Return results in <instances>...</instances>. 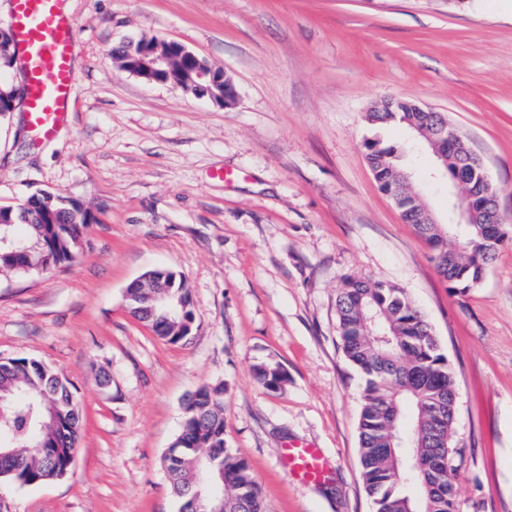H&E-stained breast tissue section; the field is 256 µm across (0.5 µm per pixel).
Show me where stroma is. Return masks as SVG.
Wrapping results in <instances>:
<instances>
[{
	"label": "stroma",
	"mask_w": 512,
	"mask_h": 512,
	"mask_svg": "<svg viewBox=\"0 0 512 512\" xmlns=\"http://www.w3.org/2000/svg\"><path fill=\"white\" fill-rule=\"evenodd\" d=\"M71 124L34 144L22 109L0 123V205L38 189L91 209L72 263L0 274V358L41 359L74 384L79 450L65 477L0 481L10 512H179L162 458L184 403L224 385V442L265 512H373L360 470L363 377L343 355L345 278L402 288L457 389L456 512H512V243L452 291L381 191L365 144L402 148L438 223L453 208L431 154L367 112L400 98L443 113L498 188L512 235V0H68ZM156 37L224 69L221 106L121 72L112 53ZM166 268L194 322L170 343L134 319L128 285ZM279 365L277 388L255 368ZM321 448V484L292 478L291 443Z\"/></svg>",
	"instance_id": "1"
}]
</instances>
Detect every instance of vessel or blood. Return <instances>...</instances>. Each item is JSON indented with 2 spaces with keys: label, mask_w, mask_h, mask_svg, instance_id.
<instances>
[{
  "label": "vessel or blood",
  "mask_w": 512,
  "mask_h": 512,
  "mask_svg": "<svg viewBox=\"0 0 512 512\" xmlns=\"http://www.w3.org/2000/svg\"><path fill=\"white\" fill-rule=\"evenodd\" d=\"M64 4L65 0H10L7 20L26 76V126L37 144L53 139L71 117L67 105L75 82V22ZM283 461L289 474L306 484L321 482L327 473L325 456L311 444L288 445Z\"/></svg>",
  "instance_id": "b4317fda"
}]
</instances>
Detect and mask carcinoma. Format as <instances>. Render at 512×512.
I'll list each match as a JSON object with an SVG mask.
<instances>
[{
    "mask_svg": "<svg viewBox=\"0 0 512 512\" xmlns=\"http://www.w3.org/2000/svg\"><path fill=\"white\" fill-rule=\"evenodd\" d=\"M14 36L0 28V73L13 63ZM16 90L0 79V120L13 111ZM366 114L372 125L399 123L410 127L415 140L434 146L448 160V172L461 170V199L479 193L468 174L473 153L464 139L428 143L448 121L440 112L395 102ZM368 160L383 192L398 199L403 217L427 242L438 272L450 288L477 287L500 250L509 241L504 224L490 223V208L479 204L468 224H426L420 195L409 186V174L399 163L401 150L379 139L366 143ZM13 224L0 227V272L23 274L73 261L85 244L92 213L79 201L40 190L17 205L0 206ZM27 226L19 238L14 226ZM167 300L192 305L185 280L178 287L156 288ZM128 307L148 319L143 289H127ZM338 335L345 358L366 376L358 421L360 464L374 512H455L457 485L452 457L456 383L448 359L431 326L407 293L382 281L348 277L336 297ZM256 375L277 384L283 373L275 365H260ZM184 426L173 448L163 457L171 490L180 512L196 506L186 493L198 459L213 461L202 501L211 491L224 494V512H265L258 484L247 463L224 445V386H203L187 398ZM81 414L71 383L45 362L27 356L0 358V480L39 485L62 477L78 451Z\"/></svg>",
    "mask_w": 512,
    "mask_h": 512,
    "instance_id": "carcinoma-1",
    "label": "carcinoma"
}]
</instances>
